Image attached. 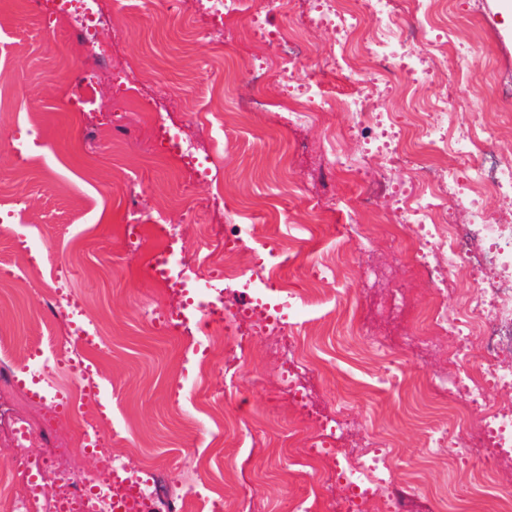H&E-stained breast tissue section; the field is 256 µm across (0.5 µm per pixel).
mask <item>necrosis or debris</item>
I'll return each mask as SVG.
<instances>
[{
	"label": "necrosis or debris",
	"mask_w": 512,
	"mask_h": 512,
	"mask_svg": "<svg viewBox=\"0 0 512 512\" xmlns=\"http://www.w3.org/2000/svg\"><path fill=\"white\" fill-rule=\"evenodd\" d=\"M397 0H369L368 7L377 19L366 52L372 61L370 70L352 62V50L361 36L363 15L356 0H317L318 9L311 21L327 25L335 32V49L319 59H311L302 47V39L293 20L290 0H268L278 18L276 41L279 52L265 54L266 69L272 70L280 84H299L301 98L284 97L279 102L282 120L291 126H303L320 119L325 108H335L366 118L367 136L375 149L362 164L347 160L343 152L346 135L330 134V165L345 171L351 181L362 178L363 165L398 167L409 178L400 188L378 183L376 188L342 197L338 208L356 218L375 212L378 193L393 197V206L384 213L386 222L405 229L411 241V263L417 276L447 294L450 274L464 267L475 282L456 312L447 305H432L421 315L434 332L449 337L450 361L461 368L451 390L461 411L475 418V435L465 460L476 470L487 458L512 462V293H505L501 279L512 280V215L492 217L483 208L479 192L493 187L512 200V157L485 158V139L476 127L460 122L456 113L434 104L428 125V143L421 149L407 146L400 126L391 113L373 111L364 92L365 81L385 83L390 70L404 73L409 86L422 91L433 80L431 49L437 36L432 26L419 25L410 35L398 30ZM172 5L189 4L205 18L208 35L222 44L224 25L247 19L249 0H171ZM30 9L69 28L83 49L76 85L95 87L117 84V91L103 108L113 115L149 124L160 157L174 162L188 181L213 182L215 199H222V173L215 164L212 150L201 149L198 141L183 129L158 124L147 110L135 111L142 92L139 75L128 71L112 53V42L103 37L116 11L115 0H28ZM345 68L349 91L345 96L330 97L319 84L317 73ZM451 153L457 168L435 165L437 155ZM465 208L468 221L455 223L453 211ZM133 224L127 225L124 248L146 257L149 279L174 297L169 309L150 311L151 327L160 333L186 338L202 337L206 345L223 342L229 350L244 348L253 330L266 336L279 335L285 325V312L300 298V292L288 288L280 273L291 265L290 251L278 249L268 255H255L250 276H243L232 266L210 262L202 275L207 300L188 306L181 300L187 285L186 273H174L172 263L186 251L184 237L167 226V208L156 202L143 206L131 198L127 207ZM481 344L485 362L476 368L464 367L463 361L474 344ZM56 362L69 376L68 385L57 384L51 374L41 380L55 397L65 399L72 411H79L88 394L82 381L89 367H82L57 353ZM510 392L507 400L494 401L491 391ZM345 413L315 416L311 419L313 436L308 451L296 455L298 465L327 466L329 479L342 495L330 505L331 512H367L376 496H384L388 512H411L408 489L394 478V462L382 445H344ZM31 430L23 417L14 421V453L8 464L0 465V512H113L112 500L120 490L112 484L113 473H121L132 489L126 512H160L161 500L154 481L142 469L106 454L99 471L76 472L43 467L41 480L26 479L29 467ZM490 457H483V450ZM52 489L50 504H43L45 489Z\"/></svg>",
	"instance_id": "1"
}]
</instances>
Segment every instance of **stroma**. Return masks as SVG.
<instances>
[{"mask_svg": "<svg viewBox=\"0 0 512 512\" xmlns=\"http://www.w3.org/2000/svg\"><path fill=\"white\" fill-rule=\"evenodd\" d=\"M503 0H442L435 25L442 45L428 97L408 99L405 79L395 75L387 89L370 88L377 112H394L408 146L423 141L432 102L444 99L461 121L495 124L485 146L512 155V13ZM113 23L115 54L143 75L144 91L163 102V121L187 123L195 138L228 141L218 151L224 165V201L242 207L266 238L289 247L294 264L283 273L317 262L334 269L322 282L320 301L294 310L282 340L301 344L302 381L313 406L327 414L343 410L353 440H387L398 463L397 478L409 484L412 512H437L456 485L472 483L488 502L512 497V466L489 461L470 473L461 450L472 436L471 419L451 409L448 384L456 368L446 350H423L414 323L435 298L434 287L412 271L404 232L383 225L363 238L336 207L309 221L306 195L349 193L347 178L324 168L329 130L347 131L345 152L360 159L363 141L353 134L357 118L328 111L324 122L296 130L280 124L277 108L241 113L238 98L261 88L278 99L274 78L256 83L255 48L229 26L224 45L203 38L204 18L187 10L167 15L164 0H122ZM473 47L476 64L465 67L459 47ZM78 51L71 32L29 12L25 0H0V211L12 212L20 232L39 234L42 253L69 269V291L86 321L104 338L92 351L99 391L85 402V416L105 411L106 452L133 466L150 468L160 493L188 482L206 483L228 512H293L301 494L330 500L334 490L318 472H297L293 449L309 447L311 430L301 422L281 385L270 340L252 337L239 355L233 381L224 378L223 345L205 348L153 333L145 313L168 296L137 271L123 248V225L131 195L160 199L170 223L179 225L197 262L222 254L224 226L208 200V182L184 185L174 163L159 162L147 127H121L108 112L65 110V78L76 74ZM38 113L41 134L53 153L52 166L33 162L21 170L3 144ZM0 333L13 339L15 373L30 349L64 343V324L49 304L20 310L0 292ZM400 362L403 383L383 386L388 359ZM21 392L0 393V465L12 451V418L38 419L39 406H20ZM448 411L453 438L429 454L426 431L439 408ZM52 433L37 435L33 462L93 471L98 454H54L56 437L73 436L77 423L65 410L54 414Z\"/></svg>", "mask_w": 512, "mask_h": 512, "instance_id": "1", "label": "stroma"}]
</instances>
